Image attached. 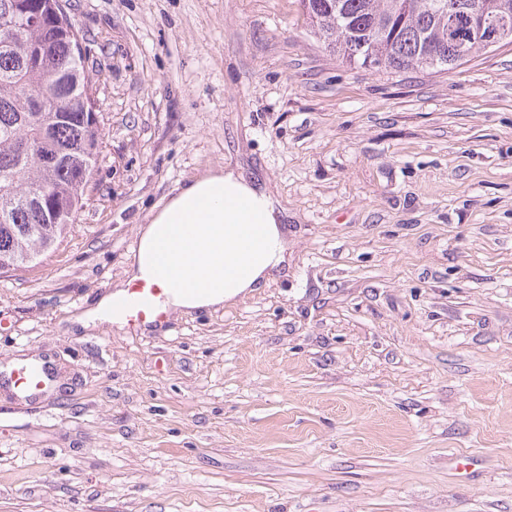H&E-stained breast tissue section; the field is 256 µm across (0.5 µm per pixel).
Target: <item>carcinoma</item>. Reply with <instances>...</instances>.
<instances>
[{"mask_svg":"<svg viewBox=\"0 0 512 512\" xmlns=\"http://www.w3.org/2000/svg\"><path fill=\"white\" fill-rule=\"evenodd\" d=\"M436 0H300L313 33L325 48L351 65L396 72L428 69L449 72L454 58L428 56L433 45L471 40L468 13L512 16V0H454L457 22L448 30V14ZM59 0H0V261L12 267L31 262L70 232L87 203L86 188L99 153L102 128L89 121L92 80L84 57L74 56L75 27L54 23ZM43 24L20 37L4 38L5 28L24 12ZM49 50L33 62L34 50ZM57 104L36 107V97L51 90ZM59 161L53 165L46 157Z\"/></svg>","mask_w":512,"mask_h":512,"instance_id":"obj_1","label":"carcinoma"}]
</instances>
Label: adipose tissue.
Masks as SVG:
<instances>
[{
    "mask_svg": "<svg viewBox=\"0 0 512 512\" xmlns=\"http://www.w3.org/2000/svg\"><path fill=\"white\" fill-rule=\"evenodd\" d=\"M283 212L245 172L204 170L142 227L129 279L157 284L166 309L233 304L287 269Z\"/></svg>",
    "mask_w": 512,
    "mask_h": 512,
    "instance_id": "1",
    "label": "adipose tissue"
}]
</instances>
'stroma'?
Returning <instances> with one entry per match:
<instances>
[{"label":"stroma","mask_w":512,"mask_h":512,"mask_svg":"<svg viewBox=\"0 0 512 512\" xmlns=\"http://www.w3.org/2000/svg\"><path fill=\"white\" fill-rule=\"evenodd\" d=\"M64 3L103 144L67 239L0 270V370L54 376L0 390V512H512V45L396 73L299 0ZM208 167L273 191L287 276L80 324ZM51 379L50 369L46 362L35 360L21 365L16 371V377H1L2 384L13 383L16 394L25 399L38 396Z\"/></svg>","instance_id":"obj_1"}]
</instances>
